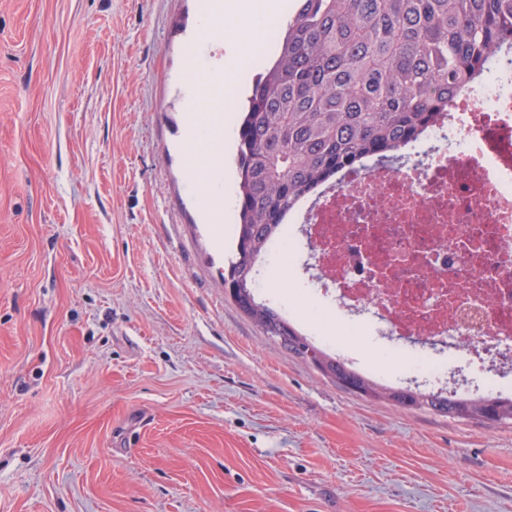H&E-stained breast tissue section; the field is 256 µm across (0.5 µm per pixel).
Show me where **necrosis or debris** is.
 <instances>
[{
	"label": "necrosis or debris",
	"mask_w": 512,
	"mask_h": 512,
	"mask_svg": "<svg viewBox=\"0 0 512 512\" xmlns=\"http://www.w3.org/2000/svg\"><path fill=\"white\" fill-rule=\"evenodd\" d=\"M398 169L347 174L300 208L322 296L373 314L383 335L460 352L483 384L449 393L512 396V61L448 105Z\"/></svg>",
	"instance_id": "4bbe7bcc"
}]
</instances>
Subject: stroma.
<instances>
[{"label":"stroma","instance_id":"1","mask_svg":"<svg viewBox=\"0 0 512 512\" xmlns=\"http://www.w3.org/2000/svg\"><path fill=\"white\" fill-rule=\"evenodd\" d=\"M198 0H0V512H512V425L346 392L224 295L182 83L239 107ZM257 296L370 364L310 251Z\"/></svg>","mask_w":512,"mask_h":512}]
</instances>
